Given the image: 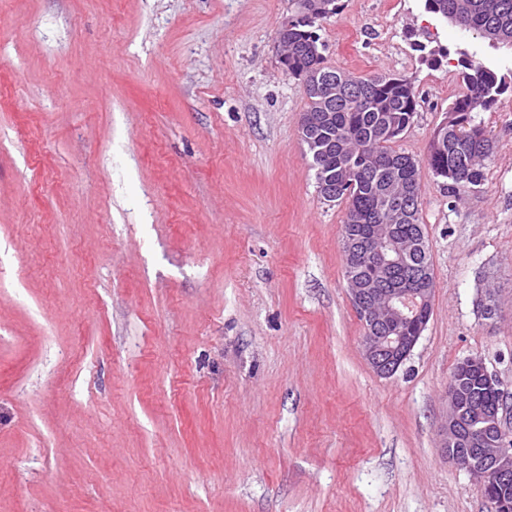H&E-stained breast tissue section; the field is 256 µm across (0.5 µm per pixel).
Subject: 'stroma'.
<instances>
[{
  "instance_id": "35a3bbf8",
  "label": "stroma",
  "mask_w": 512,
  "mask_h": 512,
  "mask_svg": "<svg viewBox=\"0 0 512 512\" xmlns=\"http://www.w3.org/2000/svg\"><path fill=\"white\" fill-rule=\"evenodd\" d=\"M341 2L326 63L412 82L419 160L456 49L512 75L424 0ZM295 9L0 0V512H490L442 426L461 359L512 390V89L480 189L421 170L432 314L378 377L281 64Z\"/></svg>"
}]
</instances>
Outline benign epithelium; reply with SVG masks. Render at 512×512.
<instances>
[{
  "mask_svg": "<svg viewBox=\"0 0 512 512\" xmlns=\"http://www.w3.org/2000/svg\"><path fill=\"white\" fill-rule=\"evenodd\" d=\"M327 0H302V15L310 18L330 14ZM335 89L336 81L320 78L306 81L303 89L308 96H321L326 89ZM372 248L368 255L385 269L406 263V247L372 232ZM435 282L431 277L410 276L396 288L370 290L349 280V295L361 315L376 324L363 337L362 350L366 361L380 377L390 378L405 364L426 329L432 313ZM477 375L481 384L498 393H507L500 378L490 372L480 356H467L456 365L446 388L448 418L444 423L443 448L447 457L463 467L479 488L492 481L502 487L512 482V448L499 447V438L506 430L507 413L490 411L477 417L469 416L475 396L467 387L469 377ZM476 427L485 447L474 448L462 455L458 448L466 445L465 424Z\"/></svg>",
  "mask_w": 512,
  "mask_h": 512,
  "instance_id": "obj_1",
  "label": "benign epithelium"
}]
</instances>
